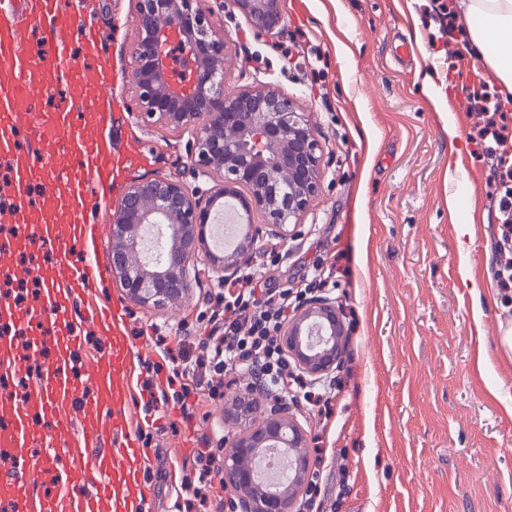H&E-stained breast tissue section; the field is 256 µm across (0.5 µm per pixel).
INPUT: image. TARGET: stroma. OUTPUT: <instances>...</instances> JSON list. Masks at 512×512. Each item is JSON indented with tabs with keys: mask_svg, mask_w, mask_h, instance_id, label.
Segmentation results:
<instances>
[{
	"mask_svg": "<svg viewBox=\"0 0 512 512\" xmlns=\"http://www.w3.org/2000/svg\"><path fill=\"white\" fill-rule=\"evenodd\" d=\"M216 29L233 39L226 83H271L310 115L324 152V178L296 236L264 237L247 267L270 287L300 283L316 265H335L325 295L342 307L347 333L330 376V405L289 392L306 429L318 494L301 512H512V357L496 345L512 298L497 272L512 263L500 226L502 192L478 132L487 113L472 97L499 102V154L512 157V100L484 76L463 30L432 19V0H284L285 27L268 38L249 30L226 0H204ZM132 0H88L83 23L102 35L99 58L110 69L104 121L91 102L75 105L85 131L110 136L115 149L141 146L146 158L126 177L192 182L180 137L141 127L127 82L135 32ZM431 77L439 95L422 90ZM458 146H451L448 127ZM125 183L86 205L106 256L111 205ZM472 241L457 250L459 225ZM218 282L193 286L176 307L145 310L111 280L94 296L120 305L124 334L156 371L139 403L180 384L174 358L204 334ZM237 370L220 398L192 394V419L149 429L150 512H210L189 507L182 481L194 468L180 438L220 447L231 433L224 404L246 386Z\"/></svg>",
	"mask_w": 512,
	"mask_h": 512,
	"instance_id": "stroma-1",
	"label": "stroma"
}]
</instances>
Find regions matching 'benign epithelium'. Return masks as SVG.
<instances>
[{
  "mask_svg": "<svg viewBox=\"0 0 512 512\" xmlns=\"http://www.w3.org/2000/svg\"><path fill=\"white\" fill-rule=\"evenodd\" d=\"M136 32L128 83L144 128L189 133L183 151L195 185L138 178L112 207V279L144 309L184 299L203 279L222 283L244 269L264 234L297 232L322 183L321 148L295 98L271 85L226 90L228 37L215 30L201 0H132ZM256 31L285 26L282 0H230ZM231 197L261 218L229 252L210 247L212 209ZM346 331L336 299L318 297L280 330L296 369L319 380L342 359ZM251 379L224 408L234 429L225 442L224 486L240 492V512H297L310 489L306 434L288 404L263 400Z\"/></svg>",
  "mask_w": 512,
  "mask_h": 512,
  "instance_id": "obj_1",
  "label": "benign epithelium"
}]
</instances>
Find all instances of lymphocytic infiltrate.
Returning a JSON list of instances; mask_svg holds the SVG:
<instances>
[{
	"mask_svg": "<svg viewBox=\"0 0 512 512\" xmlns=\"http://www.w3.org/2000/svg\"><path fill=\"white\" fill-rule=\"evenodd\" d=\"M324 274L314 275L299 289H273L261 279L247 277L243 286L228 284L216 294L217 308L207 319V336L195 353L181 359L192 369L190 381L173 392L174 404L189 413L188 399L194 388L207 385L210 394H219L225 378L234 368L260 367L268 388L287 394L296 379L279 347V331L289 309L298 307L308 291L325 286Z\"/></svg>",
	"mask_w": 512,
	"mask_h": 512,
	"instance_id": "f902f5d3",
	"label": "lymphocytic infiltrate"
}]
</instances>
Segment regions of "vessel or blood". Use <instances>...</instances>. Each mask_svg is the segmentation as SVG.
I'll use <instances>...</instances> for the list:
<instances>
[{
  "instance_id": "1",
  "label": "vessel or blood",
  "mask_w": 512,
  "mask_h": 512,
  "mask_svg": "<svg viewBox=\"0 0 512 512\" xmlns=\"http://www.w3.org/2000/svg\"><path fill=\"white\" fill-rule=\"evenodd\" d=\"M11 10H0V152L12 154L15 172L13 209L1 216L17 226V238L34 253H50L54 261L38 265L44 283L39 302L24 319L31 336L25 354L14 352L11 337L0 336V372H16L25 364L51 358L53 369L39 382L23 390L17 407L0 421V450L12 457V474L0 479V499L16 503L21 512H97V497L110 496L118 485L130 491V507L118 512H149V491L144 478L151 465L149 449L143 448L141 429L160 423L154 414L134 417L132 379L136 353L120 334L122 312L118 306L94 301L90 292L108 275L97 255L75 262L76 246L95 240L97 232L83 220L82 211L90 190L119 183L136 148L119 152L105 138H88L84 132H65L66 117L49 112L42 123L30 125L27 137L35 151L13 155V132L25 115L30 98L31 76L49 73L51 81L65 84L73 100L81 101L89 88H104L107 67L85 71L71 58L69 36L76 26L74 13L62 10L58 0H11ZM42 22L48 46L46 57L20 54L18 18ZM73 157V164L55 174L43 169L39 156ZM40 186L42 206L33 209L30 191ZM86 298L81 318H74L68 303ZM92 324L110 341L108 356L94 362L90 383L67 375L63 367L81 341L79 323ZM38 408L41 425L30 421L29 408ZM111 440L112 452L82 456L85 448ZM47 475L49 490L34 492V473ZM95 488V496L85 488Z\"/></svg>"
}]
</instances>
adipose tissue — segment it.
<instances>
[{
    "label": "adipose tissue",
    "instance_id": "1",
    "mask_svg": "<svg viewBox=\"0 0 512 512\" xmlns=\"http://www.w3.org/2000/svg\"><path fill=\"white\" fill-rule=\"evenodd\" d=\"M460 21L504 96H512V0H461Z\"/></svg>",
    "mask_w": 512,
    "mask_h": 512
}]
</instances>
